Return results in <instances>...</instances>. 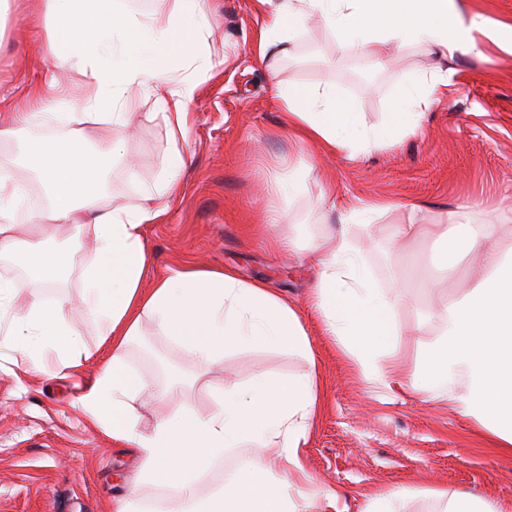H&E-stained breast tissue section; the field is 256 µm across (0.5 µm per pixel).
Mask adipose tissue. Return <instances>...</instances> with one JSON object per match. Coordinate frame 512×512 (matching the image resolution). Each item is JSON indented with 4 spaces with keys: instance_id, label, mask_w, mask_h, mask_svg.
I'll list each match as a JSON object with an SVG mask.
<instances>
[{
    "instance_id": "1",
    "label": "adipose tissue",
    "mask_w": 512,
    "mask_h": 512,
    "mask_svg": "<svg viewBox=\"0 0 512 512\" xmlns=\"http://www.w3.org/2000/svg\"><path fill=\"white\" fill-rule=\"evenodd\" d=\"M267 12L262 47L270 56L287 55L307 19L319 17L336 37L340 51L381 56L390 46L418 45L441 59V67L405 82L388 121L366 132L359 112L330 86L277 85L284 105L283 124L323 150H355L372 141L396 142L441 92L451 85L447 67L455 52H473L472 30L464 25L458 0H420L415 24L385 22V0H258ZM56 30L49 50L61 73L75 72L91 86L71 111L52 110L0 114V138L12 139L22 128L72 126L70 138L55 142L29 139L35 183L50 200L37 222H49L67 234L64 247L47 248V239L33 233L17 235V214L29 183L0 181V254L18 255L33 273L64 267L83 247L90 232L95 254L83 269L82 305L112 348L111 360L94 381L83 387L77 403L114 440L131 445L139 459L136 485L168 481L176 486L189 512H300L291 488L310 482L300 448L318 406L316 375L283 378L260 374L249 383H225L216 392L214 408L197 414L186 408L159 420L150 431L138 427L131 401L148 381L126 364L131 341L144 320L159 335L181 345L200 362L223 358L226 350L264 345L311 355L309 336L296 310L260 281L245 282L229 269L212 270L183 263L161 275L150 290L141 279L147 264L144 228L165 214L180 188L185 165L178 148L190 133L187 103L196 87L195 75L184 69L206 28L203 0H173L167 26L146 15L117 8L113 0H45ZM183 72L181 89H172L175 72ZM153 98L163 110L172 144L162 178L147 191L152 207L110 204L104 189L91 190L79 164L85 155V130L99 124L124 127L137 97ZM384 203L346 207L339 212L340 229L322 240L321 268L310 298L327 335L333 336L372 379L399 370L381 364L380 356L398 330L391 305L373 287L361 258L350 247V222L371 223L389 212ZM403 236L436 238L444 248L441 265L456 270L469 256L481 257L485 274L459 302L439 313L441 333L426 352L418 375L421 390L456 403L496 439L499 452L512 454V244L501 224H401ZM26 280L0 277V319L16 351L29 357L32 368L52 376L80 366L85 353L78 328L66 318V303L34 299L25 317H9L13 299ZM43 346L59 355L55 365L32 354ZM273 443L278 454L269 462H249L226 480L208 500L196 486L210 463L228 450L248 444Z\"/></svg>"
}]
</instances>
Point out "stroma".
Wrapping results in <instances>:
<instances>
[{
	"label": "stroma",
	"mask_w": 512,
	"mask_h": 512,
	"mask_svg": "<svg viewBox=\"0 0 512 512\" xmlns=\"http://www.w3.org/2000/svg\"><path fill=\"white\" fill-rule=\"evenodd\" d=\"M207 28L192 60L199 84L187 104L190 133L180 143L186 168L182 191L167 213L148 225L150 256L142 285L173 265L199 261L229 268L246 281L262 280L300 315L313 359L280 349L228 350L202 365L145 325L127 363L152 381L156 397L133 406L141 430L190 406L208 413L213 387L246 382L274 371L296 376L315 370L320 406L302 446L313 482L309 512H362L379 494L417 489L402 512H441L437 492L468 495L512 512V456L495 453L490 435L459 407L412 386L387 388L365 378L356 361L308 308L318 272L315 245L338 228V206L389 202L393 211L370 226L351 224L349 240L380 293L394 308L399 334L388 356L407 373L419 372L438 337V311L467 292V267L417 287L409 267L431 268V243L401 245L398 225L479 224L487 218L512 225V48L475 32L480 55L456 54L447 94L427 109L418 128L400 140L360 152L319 156L315 146L281 125L283 106L272 81L336 87L361 113L367 128L385 124L401 83L432 70L437 61L416 46L378 57L341 54L320 18L300 29L291 55L269 76L260 57L265 21L257 0H206ZM45 26L25 23L11 5L0 27V89L17 77L41 84L57 74ZM152 100H140L127 128L87 130L89 144L123 139L124 149L105 172L111 202L140 197L162 176L170 144ZM307 172L303 188L288 190V176ZM93 255L85 241L67 277L45 289V299L68 298L66 316L87 350L67 376L49 379L0 344V512H116L135 493L144 500L156 485L133 487L139 466L129 445L113 441L76 403V395L112 357L98 327L79 304L81 267ZM337 494L335 507L323 495Z\"/></svg>",
	"instance_id": "35a3bbf8"
}]
</instances>
